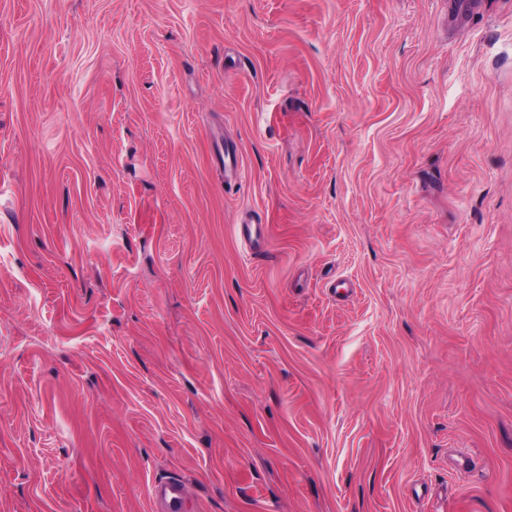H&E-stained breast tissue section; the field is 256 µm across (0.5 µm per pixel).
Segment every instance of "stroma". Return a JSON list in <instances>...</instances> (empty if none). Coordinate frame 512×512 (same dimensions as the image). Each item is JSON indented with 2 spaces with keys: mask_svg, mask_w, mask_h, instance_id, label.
<instances>
[{
  "mask_svg": "<svg viewBox=\"0 0 512 512\" xmlns=\"http://www.w3.org/2000/svg\"><path fill=\"white\" fill-rule=\"evenodd\" d=\"M170 476L512 512V0H0V512Z\"/></svg>",
  "mask_w": 512,
  "mask_h": 512,
  "instance_id": "stroma-1",
  "label": "stroma"
}]
</instances>
